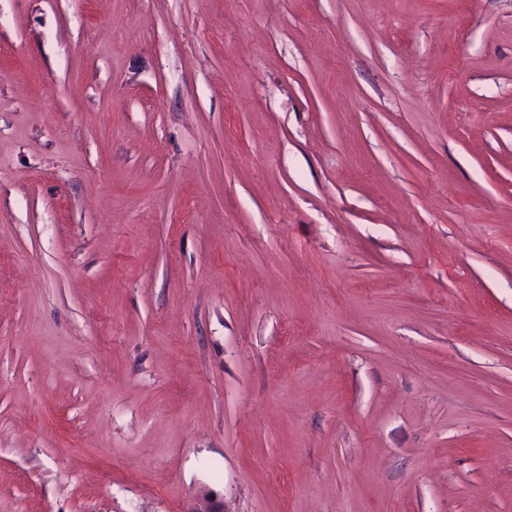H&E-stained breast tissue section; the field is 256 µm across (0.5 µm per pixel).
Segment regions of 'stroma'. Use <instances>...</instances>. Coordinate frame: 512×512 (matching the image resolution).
I'll list each match as a JSON object with an SVG mask.
<instances>
[{
    "mask_svg": "<svg viewBox=\"0 0 512 512\" xmlns=\"http://www.w3.org/2000/svg\"><path fill=\"white\" fill-rule=\"evenodd\" d=\"M0 512H512V0H0Z\"/></svg>",
    "mask_w": 512,
    "mask_h": 512,
    "instance_id": "obj_1",
    "label": "stroma"
}]
</instances>
